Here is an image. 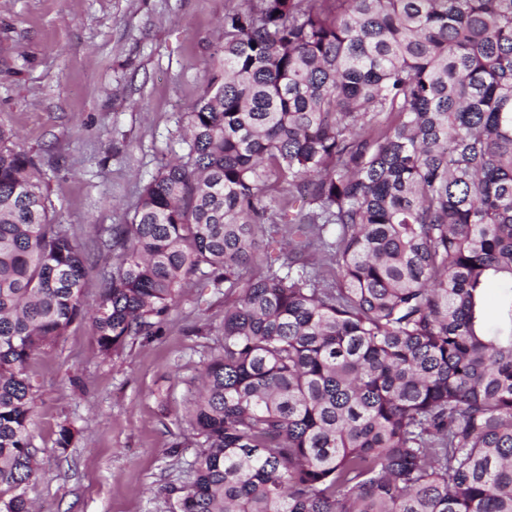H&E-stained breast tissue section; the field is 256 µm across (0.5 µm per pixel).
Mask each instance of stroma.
Here are the masks:
<instances>
[{
  "mask_svg": "<svg viewBox=\"0 0 512 512\" xmlns=\"http://www.w3.org/2000/svg\"><path fill=\"white\" fill-rule=\"evenodd\" d=\"M241 0H0V127L39 162L57 222L88 254L85 303L112 269L97 248L186 150L187 114ZM224 296L188 280L161 335L102 356L89 319L37 352L35 512H169L197 450L185 420L218 343ZM78 434L62 449L60 425Z\"/></svg>",
  "mask_w": 512,
  "mask_h": 512,
  "instance_id": "1",
  "label": "stroma"
}]
</instances>
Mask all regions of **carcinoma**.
<instances>
[{
  "label": "carcinoma",
  "instance_id": "carcinoma-1",
  "mask_svg": "<svg viewBox=\"0 0 512 512\" xmlns=\"http://www.w3.org/2000/svg\"><path fill=\"white\" fill-rule=\"evenodd\" d=\"M188 117L91 316L107 355L187 278L224 287L172 512H512V0H247ZM9 140L0 512H32L28 365L85 315L87 256Z\"/></svg>",
  "mask_w": 512,
  "mask_h": 512
}]
</instances>
